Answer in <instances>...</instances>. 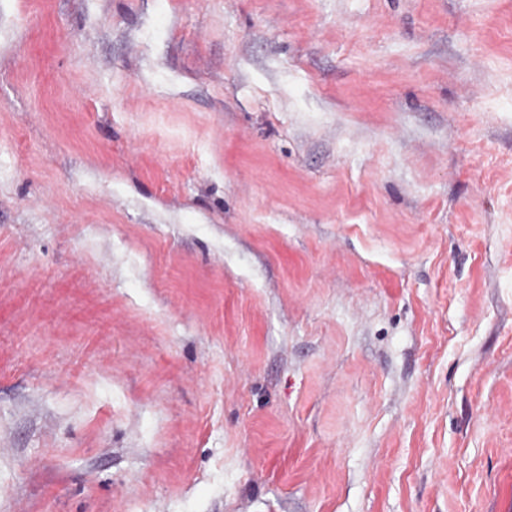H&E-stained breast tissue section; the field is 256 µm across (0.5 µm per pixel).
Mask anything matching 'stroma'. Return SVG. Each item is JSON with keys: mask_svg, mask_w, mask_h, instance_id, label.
I'll return each mask as SVG.
<instances>
[{"mask_svg": "<svg viewBox=\"0 0 512 512\" xmlns=\"http://www.w3.org/2000/svg\"><path fill=\"white\" fill-rule=\"evenodd\" d=\"M0 512H512V0H0Z\"/></svg>", "mask_w": 512, "mask_h": 512, "instance_id": "35a3bbf8", "label": "stroma"}]
</instances>
